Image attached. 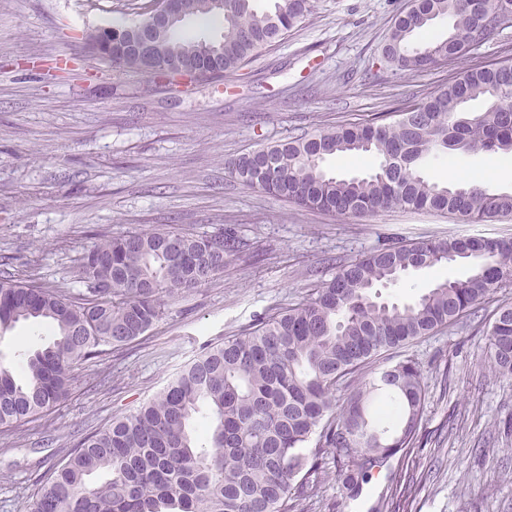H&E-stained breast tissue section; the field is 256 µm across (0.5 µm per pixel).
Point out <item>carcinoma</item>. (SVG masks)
<instances>
[{
	"label": "carcinoma",
	"instance_id": "1",
	"mask_svg": "<svg viewBox=\"0 0 512 512\" xmlns=\"http://www.w3.org/2000/svg\"><path fill=\"white\" fill-rule=\"evenodd\" d=\"M192 18H221L217 40L172 27L158 55L177 69L217 54L226 74L282 41L314 10V0H186ZM497 0H409L381 55L395 71L444 68L469 51L477 33L500 27ZM452 17L446 38L414 36ZM117 67L150 73L133 55ZM484 98L483 112L465 105ZM512 155V63L462 70L411 105L362 123L291 138L233 159L242 184L312 211L363 218L385 209L434 211L471 222L512 219V192L439 183L421 171L437 153ZM369 154L364 177L328 174L336 155ZM239 252L234 234L194 236L167 229L102 239L83 258V290L0 277V332L21 321L51 338L19 368L0 365V429L45 415L67 399L72 370L145 334L162 315L163 297L196 288ZM466 261L464 279L443 280L413 303L376 301L375 289L404 275ZM512 283V238L462 236L390 245L343 265L313 297L264 318L249 331L204 349L135 412L83 439L42 481L30 512H296L314 494L310 477L328 453L349 494L372 471L413 444L424 414L419 366H386L349 393L336 386L382 352L475 313L490 292ZM487 336L490 370L512 377V305L496 308ZM386 395L375 410L378 395ZM315 446L308 447L311 439Z\"/></svg>",
	"mask_w": 512,
	"mask_h": 512
}]
</instances>
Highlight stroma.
Wrapping results in <instances>:
<instances>
[{
    "instance_id": "35a3bbf8",
    "label": "stroma",
    "mask_w": 512,
    "mask_h": 512,
    "mask_svg": "<svg viewBox=\"0 0 512 512\" xmlns=\"http://www.w3.org/2000/svg\"><path fill=\"white\" fill-rule=\"evenodd\" d=\"M148 0H0V275L81 288V258L100 236L158 228L218 235L245 250L205 285L165 298L139 339L75 368L69 397L47 415L0 432V512H28L41 480L83 437L148 401L204 348L302 301L339 267L401 241L512 236V220L466 223L436 213L383 211L348 219L311 212L243 185L241 154L436 91L453 68L395 72L381 48L407 0H316L309 18L242 70L178 92L91 56L82 31L142 19ZM512 60V27L459 62ZM425 174L512 191V156L454 153ZM467 264L422 269L382 289L400 304ZM512 303L496 289L467 318L394 350L418 362L424 415L412 448L350 497L327 462L300 512H512V378L486 362L487 319ZM46 331L18 323L0 362L18 365Z\"/></svg>"
}]
</instances>
